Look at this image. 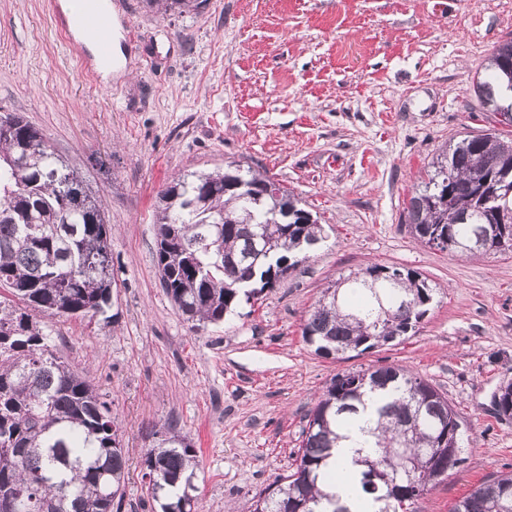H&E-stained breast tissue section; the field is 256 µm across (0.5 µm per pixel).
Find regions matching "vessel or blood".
<instances>
[{"label": "vessel or blood", "instance_id": "b4317fda", "mask_svg": "<svg viewBox=\"0 0 512 512\" xmlns=\"http://www.w3.org/2000/svg\"><path fill=\"white\" fill-rule=\"evenodd\" d=\"M70 14L61 17L60 25L66 38L80 34L89 37L92 48L86 56V67L90 74L110 69L117 65L112 37L122 31L131 37V25L120 11L118 0H68Z\"/></svg>", "mask_w": 512, "mask_h": 512}]
</instances>
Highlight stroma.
I'll list each match as a JSON object with an SVG mask.
<instances>
[{"instance_id": "35a3bbf8", "label": "stroma", "mask_w": 512, "mask_h": 512, "mask_svg": "<svg viewBox=\"0 0 512 512\" xmlns=\"http://www.w3.org/2000/svg\"><path fill=\"white\" fill-rule=\"evenodd\" d=\"M121 68L92 77L50 0H0V113L49 138L112 226L107 317L55 321L56 350L100 392L143 512L153 423L192 439L199 512H251L287 474L306 415L346 371L401 366L459 415L462 463L418 501L450 512L512 473V253L458 257L415 238L404 208L444 145L500 131L473 82L512 40V0H203L161 14L121 0ZM239 165L271 178L333 231L309 259L224 321L193 329L155 258L158 193L175 177ZM373 264L435 290L416 334L363 354L315 353L302 325L328 283Z\"/></svg>"}]
</instances>
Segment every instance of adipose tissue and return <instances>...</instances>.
<instances>
[{
    "instance_id": "adipose-tissue-1",
    "label": "adipose tissue",
    "mask_w": 512,
    "mask_h": 512,
    "mask_svg": "<svg viewBox=\"0 0 512 512\" xmlns=\"http://www.w3.org/2000/svg\"><path fill=\"white\" fill-rule=\"evenodd\" d=\"M365 426V417L352 420L345 431V439L332 451L328 475L320 485L323 492L340 494L342 501L347 504L355 502L358 497L354 461L369 452L371 439L364 431Z\"/></svg>"
}]
</instances>
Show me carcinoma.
<instances>
[{"mask_svg":"<svg viewBox=\"0 0 512 512\" xmlns=\"http://www.w3.org/2000/svg\"><path fill=\"white\" fill-rule=\"evenodd\" d=\"M180 14L198 0H148ZM512 40L494 47L474 93L482 110L512 108ZM0 126V489L17 512H121L128 459L104 395L61 360L53 328L34 320L102 315L112 301L111 227L97 199L78 203L83 184L46 136L19 114ZM424 189L404 211L415 237L460 255L512 253V138L467 135L439 153ZM258 187L252 196L244 187ZM156 263L177 309L200 327L232 314L241 299L273 285L327 238L325 225L268 178L224 171L174 179L159 195ZM490 233L491 246L467 244ZM434 288L418 272L373 265L325 288L302 327L330 356L365 352L415 333ZM369 411L375 451L355 460L360 492L375 512H414L455 467L458 415L427 380L400 366L334 376L302 431L293 472L253 503L252 512H352L320 491L339 430ZM141 464L147 502L180 503L198 467L192 441L170 423L152 427ZM452 512H512V474L484 482Z\"/></svg>","mask_w":512,"mask_h":512,"instance_id":"carcinoma-1","label":"carcinoma"}]
</instances>
